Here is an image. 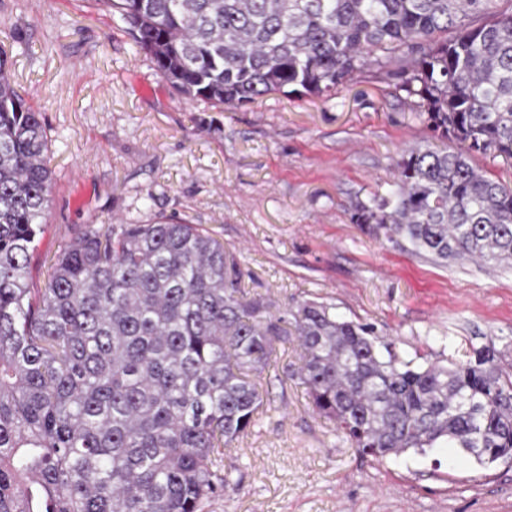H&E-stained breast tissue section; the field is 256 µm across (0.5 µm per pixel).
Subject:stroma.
<instances>
[{
  "label": "stroma",
  "mask_w": 512,
  "mask_h": 512,
  "mask_svg": "<svg viewBox=\"0 0 512 512\" xmlns=\"http://www.w3.org/2000/svg\"><path fill=\"white\" fill-rule=\"evenodd\" d=\"M0 48L53 170L32 290L86 229L173 217L218 238L273 311L315 300L429 363L491 344L512 373V266L417 257L351 221L357 201L391 189L402 149L435 141L373 69L324 98L189 104L100 0H0ZM298 365L296 342H279L255 374L257 424L224 449L242 480L204 512H512V460L483 466L448 446L361 460L315 412Z\"/></svg>",
  "instance_id": "1"
}]
</instances>
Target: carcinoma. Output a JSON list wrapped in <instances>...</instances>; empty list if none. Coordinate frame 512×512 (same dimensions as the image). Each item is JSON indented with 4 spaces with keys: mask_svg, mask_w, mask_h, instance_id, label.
<instances>
[{
    "mask_svg": "<svg viewBox=\"0 0 512 512\" xmlns=\"http://www.w3.org/2000/svg\"><path fill=\"white\" fill-rule=\"evenodd\" d=\"M101 2L178 95L214 107L323 97L373 67L441 145L405 150L394 189L352 223L436 261L512 264V187L472 162L512 159V12L496 0ZM10 65L0 48V512H203L241 479L218 454L255 425L249 373L290 336L315 411L361 456L449 442L512 459V375L494 347L422 364L317 301L277 316L192 224L89 229L33 298L51 157Z\"/></svg>",
    "mask_w": 512,
    "mask_h": 512,
    "instance_id": "obj_1",
    "label": "carcinoma"
}]
</instances>
